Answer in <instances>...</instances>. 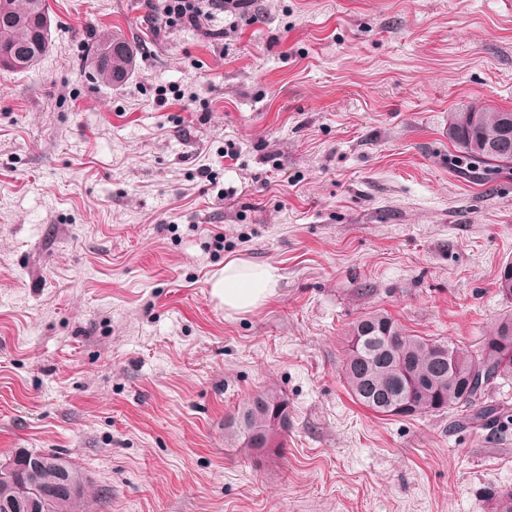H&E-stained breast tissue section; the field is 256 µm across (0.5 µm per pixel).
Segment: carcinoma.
<instances>
[{"label":"carcinoma","instance_id":"obj_1","mask_svg":"<svg viewBox=\"0 0 512 512\" xmlns=\"http://www.w3.org/2000/svg\"><path fill=\"white\" fill-rule=\"evenodd\" d=\"M35 5L49 14L47 0H0V36L16 47L28 46L34 33ZM117 43L131 46L126 36L110 31L91 51V75L101 83L118 85L132 71V51L112 57L108 65L99 63L103 50ZM448 139L456 151L450 158L454 166L512 165V111L481 107L477 112H454ZM497 287L499 294L512 299V260L501 267ZM351 335L360 341L355 347L347 344L341 377L361 406L378 415L397 417L396 406L408 403L417 416L452 411L463 424L497 422L499 407L488 403L486 396L499 381L512 378V314L502 317L475 350L410 334L382 313L357 320ZM282 411H288V399L267 390L240 408L224 429L239 436L246 451L281 448L288 430L271 423ZM55 480L51 469L31 476L22 468L10 477L0 476V504H11V512H89L85 492L68 498L46 496L44 488ZM24 483L28 492L21 497L17 488Z\"/></svg>","mask_w":512,"mask_h":512}]
</instances>
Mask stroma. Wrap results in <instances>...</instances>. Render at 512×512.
Returning <instances> with one entry per match:
<instances>
[{"label":"stroma","instance_id":"35a3bbf8","mask_svg":"<svg viewBox=\"0 0 512 512\" xmlns=\"http://www.w3.org/2000/svg\"><path fill=\"white\" fill-rule=\"evenodd\" d=\"M49 6L47 56L0 69V462L64 454L91 512H495L512 380L455 428L363 408L341 364L369 313L464 349L512 313V169L448 164L453 112L512 110V0H254L159 38L143 0ZM232 259L276 296L225 313ZM267 389L285 450L247 456L224 422ZM117 43H122L127 46L130 49L129 54L112 56L110 64L105 66L101 65L99 63V58L103 50L106 47L115 45ZM122 44H117L114 46L116 53L120 54L126 50ZM134 58V48L126 36H124L122 33L112 31L104 33L91 51V75L94 80H97L98 82L109 85H118L122 83L131 73L134 64ZM114 73H121V77L119 79L114 78Z\"/></svg>","mask_w":512,"mask_h":512}]
</instances>
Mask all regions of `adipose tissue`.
I'll list each match as a JSON object with an SVG mask.
<instances>
[{"instance_id":"obj_1","label":"adipose tissue","mask_w":512,"mask_h":512,"mask_svg":"<svg viewBox=\"0 0 512 512\" xmlns=\"http://www.w3.org/2000/svg\"><path fill=\"white\" fill-rule=\"evenodd\" d=\"M280 275L271 265L254 266L242 260L224 265L223 273L212 285V294L230 314L251 312L276 294Z\"/></svg>"}]
</instances>
